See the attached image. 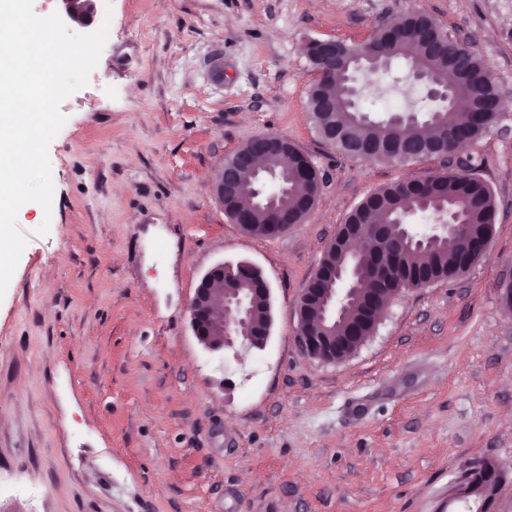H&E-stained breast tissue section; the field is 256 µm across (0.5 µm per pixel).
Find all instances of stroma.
<instances>
[{"instance_id": "stroma-1", "label": "stroma", "mask_w": 512, "mask_h": 512, "mask_svg": "<svg viewBox=\"0 0 512 512\" xmlns=\"http://www.w3.org/2000/svg\"><path fill=\"white\" fill-rule=\"evenodd\" d=\"M419 9L512 91V0H98L109 33L61 104L51 213L0 298V512H448L461 474L508 471L512 512V107L463 150L495 202L487 254L393 300L339 362L309 357L297 306L340 224L372 190L446 168L369 162L318 137L313 39L367 41ZM403 63L361 109H433ZM272 133L324 181L303 223L261 238L211 190L226 156ZM47 235H37L42 221ZM245 259L272 294L263 348L211 352L189 307L202 276Z\"/></svg>"}]
</instances>
